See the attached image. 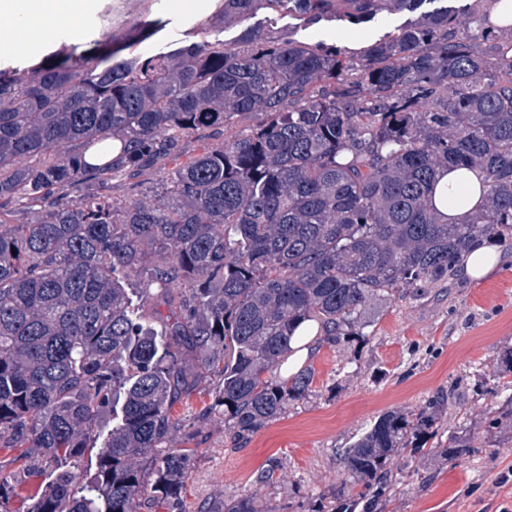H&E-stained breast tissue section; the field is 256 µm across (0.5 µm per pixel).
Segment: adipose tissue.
I'll return each mask as SVG.
<instances>
[{"instance_id":"adipose-tissue-1","label":"adipose tissue","mask_w":512,"mask_h":512,"mask_svg":"<svg viewBox=\"0 0 512 512\" xmlns=\"http://www.w3.org/2000/svg\"><path fill=\"white\" fill-rule=\"evenodd\" d=\"M80 0H0V11L14 18L12 29L0 35V47H24L33 35H45L50 23L70 18L80 7ZM479 170H453L442 175L439 187H451L454 194L463 197V204L438 203L437 208L449 222H459L464 215L483 203L482 182Z\"/></svg>"}]
</instances>
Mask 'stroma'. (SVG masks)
I'll list each match as a JSON object with an SVG mask.
<instances>
[{
    "instance_id": "stroma-1",
    "label": "stroma",
    "mask_w": 512,
    "mask_h": 512,
    "mask_svg": "<svg viewBox=\"0 0 512 512\" xmlns=\"http://www.w3.org/2000/svg\"><path fill=\"white\" fill-rule=\"evenodd\" d=\"M218 0H86L72 20L53 25L28 49L0 48V65L29 66L57 43L82 42L87 33L121 44L134 35L142 16L164 21L159 37L144 42L154 53L185 40L192 26L208 19ZM412 13L372 21L320 22L301 26L279 20L278 36L311 44L325 42L362 49ZM255 118L236 117L231 132L208 129L183 140L182 162L224 147L229 133L250 129ZM169 167L112 180L115 198L156 203ZM503 266L485 280L455 276L420 297L382 302L362 335L339 343L316 342L307 362L315 376L308 396L255 433L243 447L224 434L208 408L216 381L203 378L175 404L180 436L195 450L192 472L181 493L182 512L205 503L255 496L269 512H339L334 496L344 474L338 449L348 447L378 416L390 410L416 411L438 390L448 393L449 427L484 432L485 423L512 407V235L499 241ZM273 469L266 483L258 473ZM397 493L382 512H512V425L486 434L482 448L457 463L430 457L406 458Z\"/></svg>"
}]
</instances>
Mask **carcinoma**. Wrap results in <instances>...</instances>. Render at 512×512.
I'll return each instance as SVG.
<instances>
[{
  "label": "carcinoma",
  "instance_id": "carcinoma-1",
  "mask_svg": "<svg viewBox=\"0 0 512 512\" xmlns=\"http://www.w3.org/2000/svg\"><path fill=\"white\" fill-rule=\"evenodd\" d=\"M432 10L354 55L256 26L233 41L204 22L157 53L134 40L63 45L30 67L0 68V447L36 449L50 470L28 512L179 510L193 450L174 405L213 376L236 445L306 398L314 373L276 371L297 325L327 343L359 334L380 301L419 297L455 276L470 246L512 232V41L448 0H220V16L259 12L304 24ZM256 124L171 172L157 205L121 201L130 177L182 152V136ZM119 155L91 166L78 146ZM27 157L35 163L24 164ZM485 175L482 209L450 224L440 171ZM35 210L13 223L14 201ZM159 298L163 309L132 305ZM197 355V370L182 363ZM112 431L85 478L77 462L107 409ZM448 395L382 414L339 450L342 512H375L394 469L422 452L458 462L476 432L444 427ZM22 477L0 475V512ZM359 486L354 493L346 484ZM204 512H259L253 496Z\"/></svg>",
  "mask_w": 512,
  "mask_h": 512
}]
</instances>
